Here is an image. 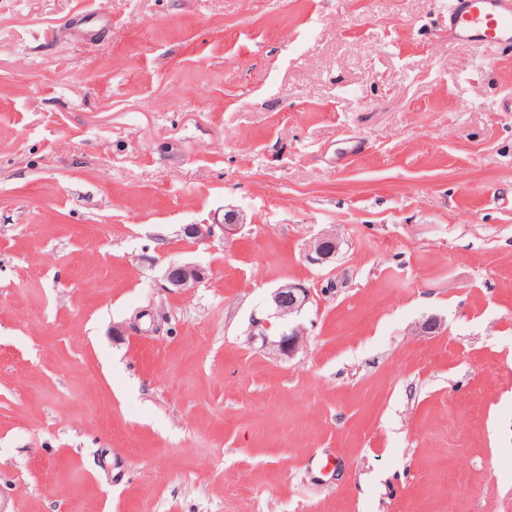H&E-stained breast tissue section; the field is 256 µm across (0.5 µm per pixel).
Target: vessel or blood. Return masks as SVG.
Returning <instances> with one entry per match:
<instances>
[{
    "mask_svg": "<svg viewBox=\"0 0 512 512\" xmlns=\"http://www.w3.org/2000/svg\"><path fill=\"white\" fill-rule=\"evenodd\" d=\"M448 33L460 42L512 49V0H452Z\"/></svg>",
    "mask_w": 512,
    "mask_h": 512,
    "instance_id": "obj_1",
    "label": "vessel or blood"
}]
</instances>
